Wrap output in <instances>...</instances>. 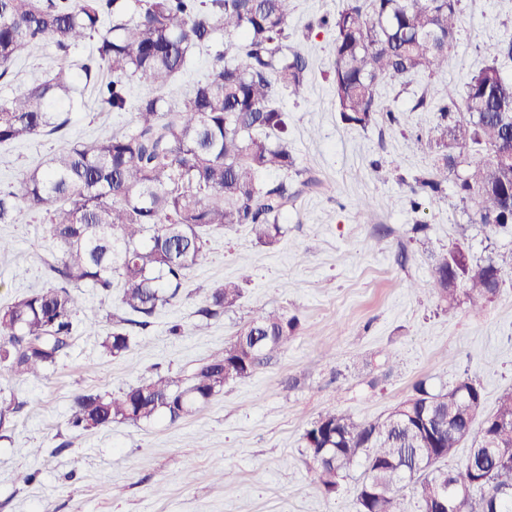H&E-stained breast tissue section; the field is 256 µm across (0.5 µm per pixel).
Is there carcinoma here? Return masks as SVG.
I'll use <instances>...</instances> for the list:
<instances>
[{"label":"carcinoma","instance_id":"cac0c4a2","mask_svg":"<svg viewBox=\"0 0 512 512\" xmlns=\"http://www.w3.org/2000/svg\"><path fill=\"white\" fill-rule=\"evenodd\" d=\"M292 0H0V80L33 48L54 46L57 68L46 80L0 100V143L61 136L64 116L84 87L114 112L134 110L133 126L94 142H74L30 169L19 188L0 191V224L28 211L41 215L58 253L48 264L51 285L0 306V367L39 376L68 355L81 325L82 287L102 295L119 288V319L101 347L118 356L130 336L144 330L158 308L175 299L187 271L204 256L208 231L247 225L256 242L278 246L285 234L279 219L299 187L315 189L300 175L288 144V121L277 103L286 92L305 93L309 57L290 44ZM460 0H342L319 25L335 32L331 75L337 111L347 123L365 127L381 118L393 125L402 113L379 96L382 83L408 85L420 74L448 66V50L459 22ZM228 39L215 46L218 32ZM90 41L82 58L73 48ZM213 48L209 73L191 93L171 102L163 90L191 62L195 51ZM512 59V40L500 43L457 92L434 100L423 94L414 112L455 110L464 117L434 128L439 153L415 196L436 197L458 166L459 154L485 152L458 177L457 193L476 204L482 224H512V161L492 158L512 150V81L499 59ZM138 77L155 89L129 102L128 80ZM285 177L267 182L264 176ZM472 269L460 247L435 259L427 288L455 301L467 285L473 303L496 292L491 278L504 265L491 258ZM240 283L210 289L197 315L220 317L241 296ZM297 321L256 311L220 354L210 357L183 387L166 376L141 380L117 393H80L68 425L78 432L115 422H148L164 413L173 421L191 415L224 389L267 366L294 333ZM445 393L425 382L383 419L359 422L327 411L303 434L305 452L327 493L347 476L357 479V512H405L402 491L417 493L423 512L440 482L464 475L476 482L452 502L451 512H512V391L491 413L487 433L495 448L471 447L458 469L448 466L474 430L483 408L481 388L469 378ZM20 403L0 398V431L14 422Z\"/></svg>","mask_w":512,"mask_h":512}]
</instances>
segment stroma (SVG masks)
<instances>
[{
  "label": "stroma",
  "instance_id": "obj_1",
  "mask_svg": "<svg viewBox=\"0 0 512 512\" xmlns=\"http://www.w3.org/2000/svg\"><path fill=\"white\" fill-rule=\"evenodd\" d=\"M340 6L293 0L290 41L308 52L310 71L303 98L279 101L297 167L323 191L300 196L283 215L277 247L258 244L244 226L213 233L179 298L124 354L100 345L119 312L117 296L87 288L82 298L96 325L77 334L55 370L33 377L0 369V396L23 403L0 434V512H357L354 481L325 494L305 453L304 431L319 414L383 418L421 381L444 392L469 378L488 413L512 390V270L479 308L462 292L446 306L423 287L434 256L454 247L474 265L512 250V224L476 223L472 203L451 187L417 209L409 190L436 156L428 130L457 118L414 111L417 97L463 89L486 64L487 46L512 38V0H461L447 68L404 87L381 85V97L405 118L365 127L341 119L332 94L334 34L317 25ZM55 64L47 45L20 58L0 83V99L42 81ZM69 118L64 139L0 144V190L17 188L64 142L129 129L134 114L110 111L87 91ZM364 199L366 212L358 207ZM0 240L8 244L0 252V305L47 287L55 249L40 215L0 224ZM243 273L250 280L236 305L196 331L207 292ZM259 309L296 318V332L271 364L229 382L195 413L174 423L162 415L83 434L69 429L79 393H117L159 375L190 383ZM219 463L227 480L214 473Z\"/></svg>",
  "mask_w": 512,
  "mask_h": 512
}]
</instances>
